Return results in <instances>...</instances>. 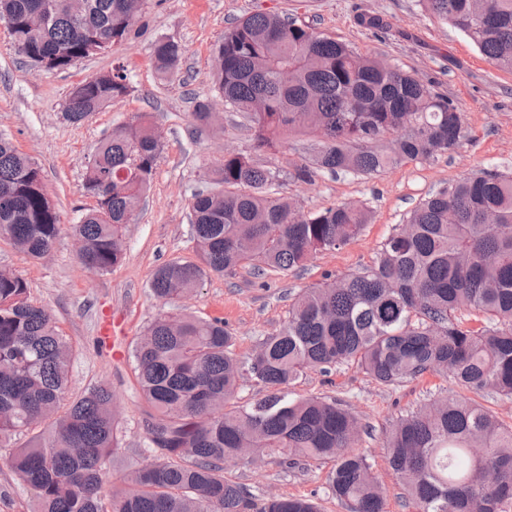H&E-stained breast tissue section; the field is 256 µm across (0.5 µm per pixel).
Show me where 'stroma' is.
<instances>
[{
    "instance_id": "stroma-1",
    "label": "stroma",
    "mask_w": 512,
    "mask_h": 512,
    "mask_svg": "<svg viewBox=\"0 0 512 512\" xmlns=\"http://www.w3.org/2000/svg\"><path fill=\"white\" fill-rule=\"evenodd\" d=\"M255 11L294 15L359 54L415 73L463 110L466 139L433 159L408 161L367 179L319 171L311 182L294 180L291 172L308 158L309 141L295 137L278 151L256 150L246 120L225 110L212 83L216 46L225 30ZM365 14L381 15L386 29L376 33L363 27L359 19ZM142 22L136 36L111 51L65 71L47 72L15 53L0 21V134L41 168L62 224L78 223L95 204L84 189V170L104 135L144 116L163 144L151 188L125 228L124 259L111 272L84 269L67 233L40 261L0 238V269L26 279L31 301L50 309L73 346L71 396L99 383L115 395L119 446L107 466V478L115 484L151 460L143 427L147 406L138 395L130 354L156 317L182 309L222 318L236 338L237 357L248 360L264 338L280 330L295 294L371 266L384 240L429 194L484 169L512 173V73L497 69L463 33L441 23L418 0H145ZM162 38L186 50L172 75L160 74L152 63L153 44ZM118 64L127 69L130 93L82 124L66 121L65 103L73 86ZM200 101L215 112L212 125L195 121ZM229 149L278 169L283 193L302 212L346 203L369 209L371 220L350 244L320 252L288 275L257 276L247 269L212 275L187 298L159 301L149 281L168 261L194 259L190 201L223 165ZM105 318L112 322L107 337L99 333ZM289 391L296 398L330 397L352 411L362 426L357 448L366 452L384 490L385 512H414L388 464L385 433L398 417L424 403L460 394L452 379L428 373L388 387L357 364L345 363L326 373L308 372ZM8 456V449L0 447V512H31L34 495L17 480ZM332 467V461L312 459L287 467L266 457L226 466L224 477L243 486L258 503L271 496H312L321 512H348L329 489Z\"/></svg>"
}]
</instances>
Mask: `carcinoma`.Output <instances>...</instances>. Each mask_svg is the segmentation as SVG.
Returning a JSON list of instances; mask_svg holds the SVG:
<instances>
[{
  "instance_id": "obj_1",
  "label": "carcinoma",
  "mask_w": 512,
  "mask_h": 512,
  "mask_svg": "<svg viewBox=\"0 0 512 512\" xmlns=\"http://www.w3.org/2000/svg\"><path fill=\"white\" fill-rule=\"evenodd\" d=\"M144 0H0V17L19 56L65 70L131 35ZM464 33L497 68L512 72V0H420ZM213 72L224 107L250 123L258 150L305 136L313 153L293 168L307 182L318 169L373 177L406 161L428 160L465 138L464 113L414 75L280 13L256 11L224 33ZM184 48L159 39L157 71L179 68ZM115 67L78 83L64 117L75 125L127 95ZM162 151L140 117L102 138L85 166L96 206L72 234L84 241V268L107 273L124 256L123 232L150 189ZM279 173L243 153H227L215 186L194 192L196 259L159 266L150 281L163 301L197 290L210 275L250 269L286 274L315 254L355 240L365 208L336 205L302 213L279 191ZM499 217L498 229L483 223ZM383 243L374 264L297 293L279 333L247 362L233 351L221 318L185 311L152 321L134 349L148 407L152 461L113 486L106 463L118 447V411L103 384L69 397L72 346L51 311L29 300L27 281L0 271V447L17 479L35 493L34 512H319L309 497L257 505L224 479L229 462L277 456L293 465L330 460L332 494L349 512H385L368 458L353 451L357 417L334 400L291 398L310 371L354 362L372 379L399 386L426 373L476 392L512 397V175L480 171L430 195ZM64 227L41 169L0 135V237L33 259L51 254ZM483 314L468 328L456 313ZM267 394L227 408L243 375ZM481 448L498 469L484 480ZM390 467L415 512H508L512 428L464 398L436 399L399 417L386 432Z\"/></svg>"
}]
</instances>
